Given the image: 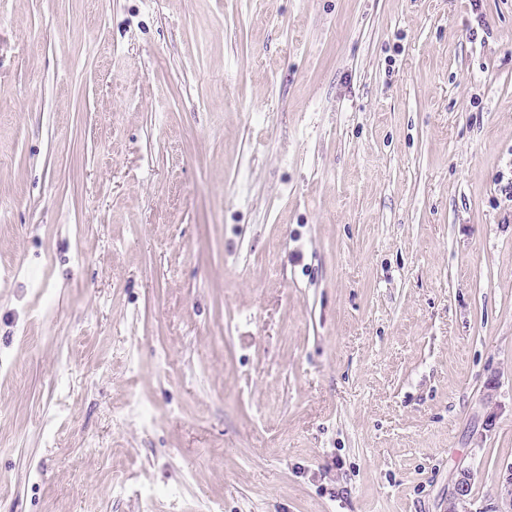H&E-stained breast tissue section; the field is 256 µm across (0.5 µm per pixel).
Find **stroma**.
Masks as SVG:
<instances>
[{"label":"stroma","instance_id":"stroma-1","mask_svg":"<svg viewBox=\"0 0 512 512\" xmlns=\"http://www.w3.org/2000/svg\"><path fill=\"white\" fill-rule=\"evenodd\" d=\"M473 1L0 0V512H448L460 465L496 505L512 0Z\"/></svg>","mask_w":512,"mask_h":512}]
</instances>
